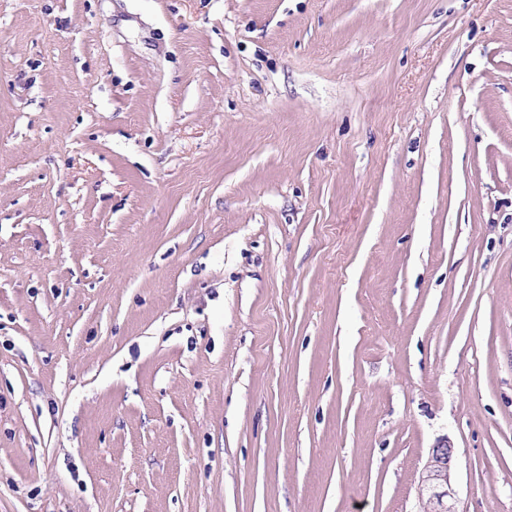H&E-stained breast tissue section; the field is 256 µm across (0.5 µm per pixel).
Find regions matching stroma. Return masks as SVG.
I'll return each instance as SVG.
<instances>
[{
	"label": "stroma",
	"mask_w": 512,
	"mask_h": 512,
	"mask_svg": "<svg viewBox=\"0 0 512 512\" xmlns=\"http://www.w3.org/2000/svg\"><path fill=\"white\" fill-rule=\"evenodd\" d=\"M512 512V0H0V512ZM455 448L448 442H443L431 448L428 458L419 476L418 490L422 495L424 507L428 505V497L422 494L426 491L430 497L432 512H461L458 508L456 491L452 484V462ZM423 512H431L424 511Z\"/></svg>",
	"instance_id": "35a3bbf8"
}]
</instances>
